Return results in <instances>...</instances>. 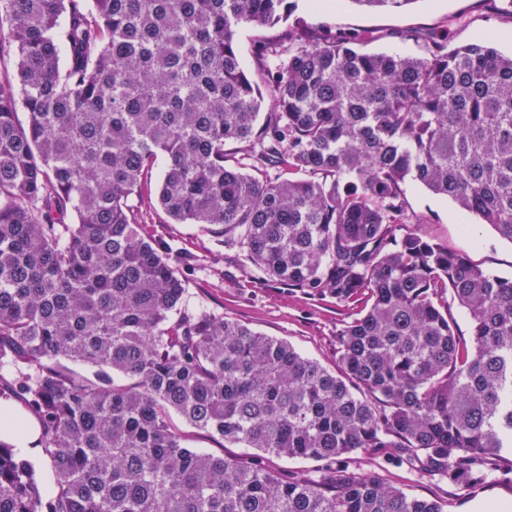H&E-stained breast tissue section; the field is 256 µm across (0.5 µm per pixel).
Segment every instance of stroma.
<instances>
[{
    "mask_svg": "<svg viewBox=\"0 0 512 512\" xmlns=\"http://www.w3.org/2000/svg\"><path fill=\"white\" fill-rule=\"evenodd\" d=\"M295 14L313 26L329 22L343 30L376 34V41L365 46L369 52L421 54L422 43L410 39L409 31L444 25L454 42L483 40L502 54L512 53V21L488 0H416L400 11L367 10L350 0L340 6L334 0H296ZM406 201L404 229L447 244L483 269L512 276V242L500 238L490 225L465 221L451 200L417 183L407 186ZM141 220L144 234L177 256L190 280L191 303L285 340L302 355L334 367L337 332L350 321L351 307L247 275L243 256L218 247L197 225L168 223L160 209H143ZM349 467L409 494L439 500L445 512H487L492 505L497 512H512V454L500 459L488 483L473 493L407 464L371 459L361 452L351 456Z\"/></svg>",
    "mask_w": 512,
    "mask_h": 512,
    "instance_id": "35a3bbf8",
    "label": "stroma"
}]
</instances>
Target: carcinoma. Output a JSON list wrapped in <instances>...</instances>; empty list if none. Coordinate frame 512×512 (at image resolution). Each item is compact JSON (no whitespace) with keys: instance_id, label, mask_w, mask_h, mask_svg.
Returning a JSON list of instances; mask_svg holds the SVG:
<instances>
[{"instance_id":"obj_1","label":"carcinoma","mask_w":512,"mask_h":512,"mask_svg":"<svg viewBox=\"0 0 512 512\" xmlns=\"http://www.w3.org/2000/svg\"><path fill=\"white\" fill-rule=\"evenodd\" d=\"M292 13L0 0L15 70L0 78V371L39 422L49 512H444L345 459L383 454L474 491L512 453V276L397 235L417 182L512 243V55L446 28L408 33L419 57L363 52L371 33ZM248 25L277 31L256 77L236 50ZM230 145L288 177L256 178ZM136 198L265 281L364 300L337 334V371L190 305ZM174 415L254 453L190 448ZM267 455L322 466L286 479ZM0 512H44L33 466L2 439Z\"/></svg>"}]
</instances>
